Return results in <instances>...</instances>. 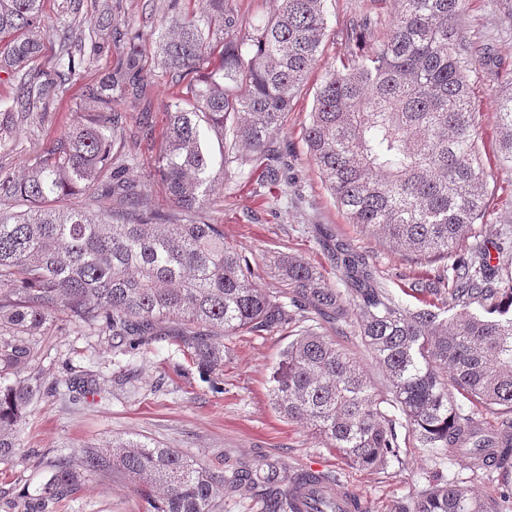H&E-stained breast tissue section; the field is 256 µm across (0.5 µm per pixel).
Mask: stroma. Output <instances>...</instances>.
I'll list each match as a JSON object with an SVG mask.
<instances>
[{
    "label": "stroma",
    "mask_w": 512,
    "mask_h": 512,
    "mask_svg": "<svg viewBox=\"0 0 512 512\" xmlns=\"http://www.w3.org/2000/svg\"><path fill=\"white\" fill-rule=\"evenodd\" d=\"M198 10L197 0H80L78 14L64 10V0H46L48 38L45 56L59 49L58 35L73 28L74 17L97 21L92 36L98 49L74 77L52 79L46 110L28 121L18 122L7 149L0 150V169L19 172L66 135L80 121L77 104L85 88L123 62V47L137 38L141 53L139 78L145 85L141 99L125 97L113 102V111L126 117L127 156L132 157L136 179L148 205L169 211L173 204L151 172L166 130V104L182 83L160 63L161 17L172 7ZM368 9L381 27H388L396 14V0H325L327 30L318 65L294 97L276 135L287 149V189L260 187L257 175L228 171L210 192L207 208L212 223L222 225L224 239L256 261L285 253L315 267L331 287L349 291L352 283L337 266L336 244L368 262L378 284L404 306L421 308L442 304L439 295L416 298L410 286L437 278L444 263L432 258L412 259L392 251L373 234L350 224L311 161L304 140L315 92L327 70L340 69L349 43L347 27L354 13ZM503 13L490 0H470L463 30L472 40L493 44L506 64L512 66V37L506 36ZM474 106L479 114L476 138L487 175L489 203L485 223L476 225L461 249L470 252L481 244L490 256L499 287L512 286V247L503 246L512 237V182L502 174L498 161L499 134L494 112L499 87L482 78L472 81ZM150 124L153 135L144 139L141 124ZM322 332L335 338L363 367L375 390L383 392L388 381L355 332L339 335L334 324L320 322ZM290 340L288 329L245 333L227 340L224 391L212 393L187 354L165 336H158L135 358L134 387H119L113 378L127 358L113 355L110 345L79 328L62 325L41 339L40 364L47 381L69 374H95L103 390L95 399H74L67 389L43 398L29 412L19 439L21 451L10 463H0V512H23L25 500L36 497L50 475L48 461L60 455L74 456L80 446L105 445L117 438L138 436L204 461L211 468L232 471L278 462L288 472L317 471L329 478L337 494L359 500L364 512H394L405 507L412 512L422 491L432 481L465 482L484 498H499L512 487V475L496 468L474 471L465 458L450 448H423L414 439L405 420L396 431L403 450L400 461L379 469H361L346 464L309 426L283 418L270 400V377ZM53 512H150L148 503L133 489L128 476H90Z\"/></svg>",
    "instance_id": "stroma-1"
}]
</instances>
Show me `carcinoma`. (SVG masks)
I'll return each mask as SVG.
<instances>
[{
    "label": "carcinoma",
    "mask_w": 512,
    "mask_h": 512,
    "mask_svg": "<svg viewBox=\"0 0 512 512\" xmlns=\"http://www.w3.org/2000/svg\"><path fill=\"white\" fill-rule=\"evenodd\" d=\"M43 0H0V72L18 80V97L31 112L46 107L48 85L39 61L47 32ZM262 24L244 19L235 0H201L192 13L161 21L162 65L185 92L166 105L168 117L154 176L175 206L152 210L123 155L124 121L112 101L126 95L139 74L135 40L124 66L86 88L83 122L16 177L0 169V462L19 450V428L45 394H98L83 374L48 386L31 368L39 339L61 321L107 339L113 353L134 356L154 336L187 347L194 363L222 389L224 339L299 324L272 374L270 397L283 416L313 427L349 464L383 468L401 462L398 409L423 448H452L472 469L512 464V287L496 285L495 270L477 248L458 253L488 205L486 175L475 142L478 123L471 76L485 72L502 94L495 112L500 167L512 171V69L488 44L466 40L461 20L467 0H397V14L377 49L352 53L329 70L316 92L304 140L349 223L382 238L403 256L451 258L445 318L410 309L374 285L366 262L348 251L344 269L354 292L330 287L297 257L272 255L267 266L281 290L256 283L258 265L224 242L206 201L230 164L249 165L266 182L288 169L275 135L295 93L319 61L327 27L324 0H276ZM350 30L372 37L367 13ZM15 113L0 112V149L8 145ZM222 144L215 162L202 138ZM114 207L95 213L96 191ZM478 303L485 314L470 306ZM356 328L389 381L372 391L363 370L313 324L314 316ZM27 375H22L24 370ZM505 416L486 431L465 411ZM50 476L35 512L66 500L91 475L116 468L136 485L153 512H224V487L275 484L280 469L237 470L228 477L173 448L138 437L105 448L83 447L77 457L50 461ZM266 512H336L321 488L326 477L302 472ZM414 512H497L457 481L432 485Z\"/></svg>",
    "instance_id": "obj_1"
}]
</instances>
